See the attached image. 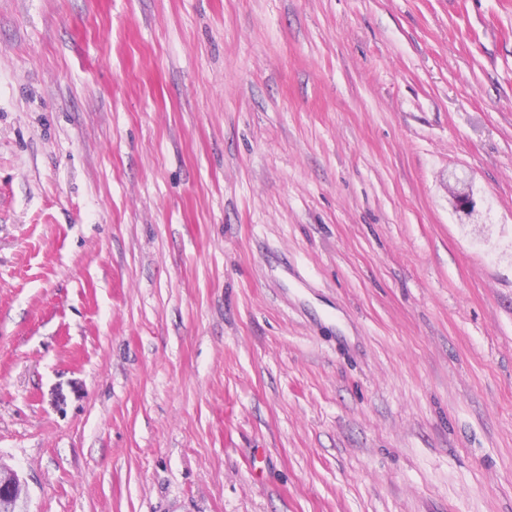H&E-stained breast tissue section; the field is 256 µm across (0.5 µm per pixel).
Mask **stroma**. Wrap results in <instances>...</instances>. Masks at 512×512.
I'll return each instance as SVG.
<instances>
[{
	"instance_id": "1",
	"label": "stroma",
	"mask_w": 512,
	"mask_h": 512,
	"mask_svg": "<svg viewBox=\"0 0 512 512\" xmlns=\"http://www.w3.org/2000/svg\"><path fill=\"white\" fill-rule=\"evenodd\" d=\"M0 464L512 512V0H0Z\"/></svg>"
}]
</instances>
